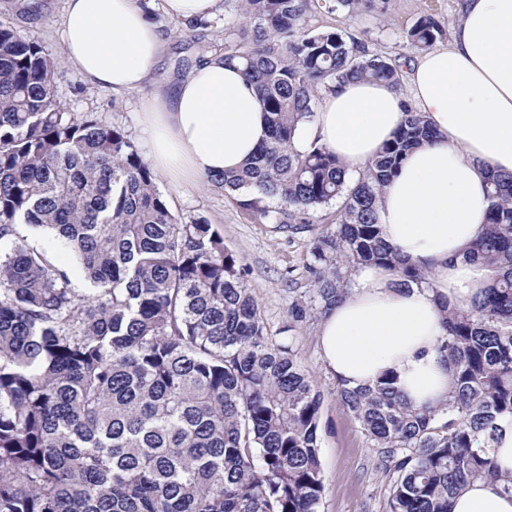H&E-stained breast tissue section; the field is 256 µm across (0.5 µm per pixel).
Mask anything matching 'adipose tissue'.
Listing matches in <instances>:
<instances>
[{"label":"adipose tissue","instance_id":"obj_1","mask_svg":"<svg viewBox=\"0 0 512 512\" xmlns=\"http://www.w3.org/2000/svg\"><path fill=\"white\" fill-rule=\"evenodd\" d=\"M459 13L447 41L407 63V92L343 83L294 140L300 151L327 147L353 177L391 140L404 100L439 134L408 154L380 198L386 242L429 271V284L400 288L387 270L361 269L323 315L318 338L324 367L347 387L371 388L389 374L419 408L448 398L442 308L470 307L493 282L495 270L467 251L483 229L489 173L512 175V0H461ZM60 40L87 83L117 94L141 88L163 50L145 0H65ZM142 122L150 164L180 185L237 168L267 137L255 87L219 55L159 90ZM452 512H512V494L477 480L456 494Z\"/></svg>","mask_w":512,"mask_h":512}]
</instances>
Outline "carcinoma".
Wrapping results in <instances>:
<instances>
[{
    "label": "carcinoma",
    "mask_w": 512,
    "mask_h": 512,
    "mask_svg": "<svg viewBox=\"0 0 512 512\" xmlns=\"http://www.w3.org/2000/svg\"><path fill=\"white\" fill-rule=\"evenodd\" d=\"M224 63L242 66L268 113L269 136L238 170L207 182L254 221L312 232L311 288L297 322L325 314L365 267L396 286L428 271L398 256L378 200L407 152L437 133L405 106L393 139L355 179L313 142L293 146L323 92L351 81L401 87V64L344 31L312 29L327 13L387 12L390 0H237ZM432 14L405 32L432 48ZM59 61L0 21V512H318L324 491L320 395L291 343L266 332L239 257L202 218L174 214L127 131L75 116L54 92ZM484 230L470 255L503 274L469 308H448L438 350L447 402L416 408L384 378L336 381V396L391 473L388 512H451L470 480H498L490 457L512 420V176L489 178ZM336 205L335 227L316 232ZM39 228L76 258L90 287Z\"/></svg>",
    "instance_id": "carcinoma-1"
}]
</instances>
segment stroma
Returning <instances> with one entry per match:
<instances>
[{"instance_id":"1","label":"stroma","mask_w":512,"mask_h":512,"mask_svg":"<svg viewBox=\"0 0 512 512\" xmlns=\"http://www.w3.org/2000/svg\"><path fill=\"white\" fill-rule=\"evenodd\" d=\"M64 0H0V20L25 40L39 41L61 57L57 25ZM436 14L444 27L458 19V0H391L386 14L354 16L316 10L309 19L320 30H343L371 40L374 50L392 58L405 54L403 33L421 15ZM236 16L235 0H220L217 11L202 25H184L154 6L152 19L164 49L159 64L139 90L123 95L87 84L69 63L55 75V93L67 111L95 113L107 125L124 127L139 150H146L142 113L154 93L176 83L208 55L224 50V28ZM157 186L171 210L184 219L204 218L224 233V242L240 259L249 287L259 302L269 335L289 337L304 368L321 392V460L324 493L319 512H387L389 477L378 466V453L336 396V381L322 364L318 320L293 323L289 308L296 292L311 281L308 266L310 232H272L256 223L236 199L207 182L185 187L165 177Z\"/></svg>"}]
</instances>
